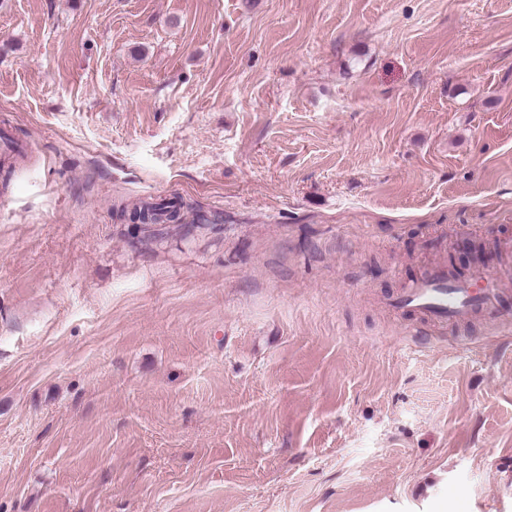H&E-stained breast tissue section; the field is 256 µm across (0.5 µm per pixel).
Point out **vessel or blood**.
Listing matches in <instances>:
<instances>
[{
  "label": "vessel or blood",
  "mask_w": 512,
  "mask_h": 512,
  "mask_svg": "<svg viewBox=\"0 0 512 512\" xmlns=\"http://www.w3.org/2000/svg\"><path fill=\"white\" fill-rule=\"evenodd\" d=\"M499 290L452 276L446 264L429 268L389 303L393 311L408 313L424 324L466 323L476 311L492 310Z\"/></svg>",
  "instance_id": "b4317fda"
}]
</instances>
